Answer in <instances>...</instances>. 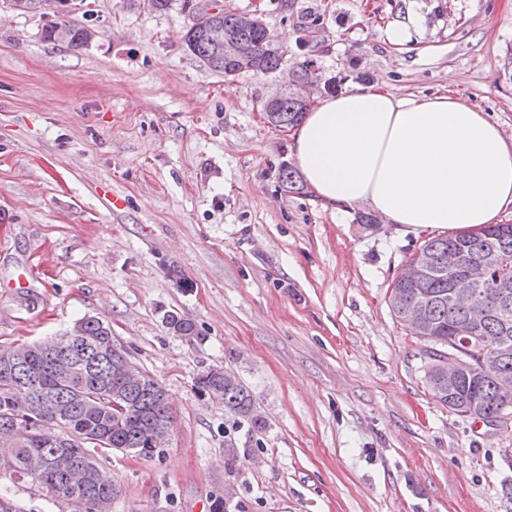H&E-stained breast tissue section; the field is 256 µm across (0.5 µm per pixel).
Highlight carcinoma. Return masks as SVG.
Segmentation results:
<instances>
[{
	"label": "carcinoma",
	"mask_w": 512,
	"mask_h": 512,
	"mask_svg": "<svg viewBox=\"0 0 512 512\" xmlns=\"http://www.w3.org/2000/svg\"><path fill=\"white\" fill-rule=\"evenodd\" d=\"M215 27L236 30L235 12L224 9L215 15L197 14L183 35L186 48L202 66L229 77L253 68L267 76L284 65L286 51L264 28L237 33L246 63L224 60V43L210 36ZM43 37L80 48L91 43L96 31L90 26L51 21L45 25ZM293 67L301 80H321L313 58L296 61ZM337 86L336 79L329 78L320 89L334 92ZM306 112L286 96L267 121L276 127H293ZM280 180L290 193L305 189L299 173L285 163L280 167ZM423 248L437 259L439 270L421 288L393 281L389 304L398 319L410 306L423 307L428 328L425 339L436 348L447 346L469 321L468 310L448 307V290L465 276L468 259L493 250L504 262L475 292V304L485 308L488 317L473 331L465 353L471 366L453 388V395L475 413L492 418L504 403L503 383L512 385V302L505 309L497 303L498 281L512 279V224H491L474 234L460 232L430 239ZM164 321L179 336H198L194 322L174 312L167 313ZM111 340L109 325L87 317L50 343L43 339L0 348V435L12 429L18 434L12 454L18 469L8 467L6 472L14 481L35 484L39 492L69 512H112L118 488L105 461L114 450L145 459L160 454L162 449L152 444L155 425L160 420L168 424L173 420L168 401L162 399L165 390L152 376H146L141 386L122 382L112 357L107 355ZM62 356L78 364L69 377L59 371ZM425 380L435 398L448 404V379L437 363H429ZM197 389L224 400V408L251 428H265L251 392L236 374L223 377L206 371L197 378ZM57 432L70 434L68 447L58 446L53 439ZM82 463L90 473L89 487L81 495L79 507L72 508L70 471Z\"/></svg>",
	"instance_id": "carcinoma-1"
}]
</instances>
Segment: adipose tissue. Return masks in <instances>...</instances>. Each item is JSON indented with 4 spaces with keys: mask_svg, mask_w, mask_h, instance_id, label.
<instances>
[{
    "mask_svg": "<svg viewBox=\"0 0 512 512\" xmlns=\"http://www.w3.org/2000/svg\"><path fill=\"white\" fill-rule=\"evenodd\" d=\"M292 154L322 203H364L415 233L480 228L512 208V141L450 95L354 85L309 110Z\"/></svg>",
    "mask_w": 512,
    "mask_h": 512,
    "instance_id": "adipose-tissue-1",
    "label": "adipose tissue"
}]
</instances>
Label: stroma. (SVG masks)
Instances as JSON below:
<instances>
[{"label": "stroma", "instance_id": "obj_1", "mask_svg": "<svg viewBox=\"0 0 512 512\" xmlns=\"http://www.w3.org/2000/svg\"><path fill=\"white\" fill-rule=\"evenodd\" d=\"M260 12L343 88L454 93L512 138V0H222ZM323 24L316 35L307 27ZM415 17L409 48L385 39ZM185 0H0V346L94 316L163 385L174 422L144 459L113 453L112 512H512V427L441 405L428 342L390 310L426 232L356 222L285 190L291 135L263 103L282 69L224 77L182 45ZM93 26L85 48L44 40ZM127 205L113 211L112 194ZM198 338L168 330L167 312ZM229 366L256 431L196 388ZM96 33L90 26L51 21L45 25L43 37L48 41L65 42L71 47L80 48L88 46Z\"/></svg>", "mask_w": 512, "mask_h": 512}]
</instances>
